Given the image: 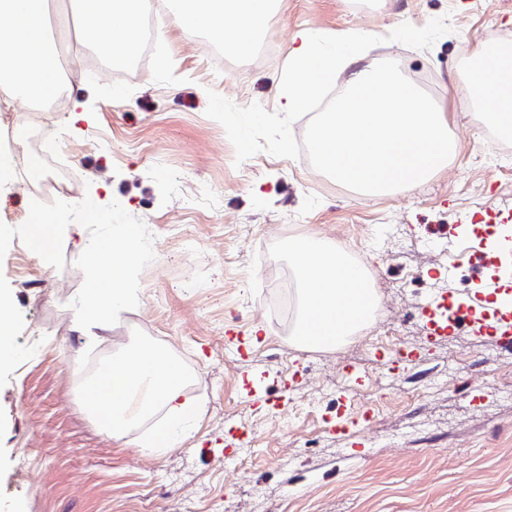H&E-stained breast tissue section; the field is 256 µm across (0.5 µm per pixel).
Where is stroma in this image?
<instances>
[{"label":"stroma","mask_w":512,"mask_h":512,"mask_svg":"<svg viewBox=\"0 0 512 512\" xmlns=\"http://www.w3.org/2000/svg\"><path fill=\"white\" fill-rule=\"evenodd\" d=\"M443 16L452 30L431 48L382 42L362 59L433 79L427 91L459 150L414 189L365 197L295 159L236 162L205 114L211 90L279 110L297 35L383 37ZM264 30L274 57L246 52L219 70L171 21L130 87L70 59L80 75L72 99L84 108L44 122L83 174L72 200L119 202L145 224L155 259L137 306L88 336L74 330L71 303L89 232L66 228L60 270L13 239L0 261L17 356L0 368V512H512V400L491 394L512 379V354L465 328L430 342L420 317L427 294L463 302L489 282L494 260L474 267L465 244L489 223L512 224V158L486 157L480 106L460 91L480 46L512 50V0H279ZM31 201L20 180L0 183V222L21 226ZM305 237L362 250V267L388 283L378 303L415 360L393 368L381 340L306 350L274 335L264 293L296 270L283 240ZM31 271L40 289L25 287ZM407 275L411 285L398 287ZM229 329L250 337L247 358L226 355ZM139 345L180 364V400L195 415L176 423L160 405L115 435L88 415L83 387L101 362ZM461 359L467 372L455 370ZM297 371L287 410L251 403L246 383L276 397ZM369 406V425L332 431L337 412ZM166 423L174 446L148 452ZM236 436L246 445L234 452Z\"/></svg>","instance_id":"stroma-1"}]
</instances>
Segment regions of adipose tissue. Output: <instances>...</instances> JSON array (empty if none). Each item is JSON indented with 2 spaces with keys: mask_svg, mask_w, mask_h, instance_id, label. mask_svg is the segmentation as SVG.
Instances as JSON below:
<instances>
[{
  "mask_svg": "<svg viewBox=\"0 0 512 512\" xmlns=\"http://www.w3.org/2000/svg\"><path fill=\"white\" fill-rule=\"evenodd\" d=\"M184 13L196 29L222 36L231 49L251 48L255 35L271 11V0H183ZM48 0H0V80L31 79L43 97L57 89L59 51L42 25ZM82 24L97 32L96 47L112 65L127 62L131 47L140 40L143 0H77ZM480 66L466 89L479 102L486 118L512 131V64L500 54L478 50ZM290 254L301 284V313L311 322L334 327L346 335L364 318V293L357 275L335 250L311 241H299ZM184 382L180 366L165 353L143 348L105 363L91 378L86 391L96 392L93 404L100 425L115 431L133 418V400L152 408L168 406L184 416L179 394Z\"/></svg>",
  "mask_w": 512,
  "mask_h": 512,
  "instance_id": "1",
  "label": "adipose tissue"
}]
</instances>
